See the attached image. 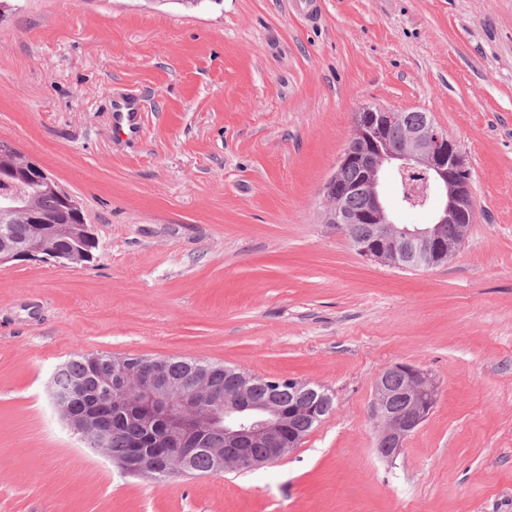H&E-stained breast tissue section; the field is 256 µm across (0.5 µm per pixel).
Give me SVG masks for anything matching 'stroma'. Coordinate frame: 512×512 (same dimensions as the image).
Here are the masks:
<instances>
[{
  "mask_svg": "<svg viewBox=\"0 0 512 512\" xmlns=\"http://www.w3.org/2000/svg\"><path fill=\"white\" fill-rule=\"evenodd\" d=\"M20 0L0 140L81 205L91 262L0 266V512H512V0ZM421 110L472 171L448 262L360 256L323 221L354 110ZM186 358L327 389L247 472L153 479L50 401L75 355ZM436 404L392 460L374 382Z\"/></svg>",
  "mask_w": 512,
  "mask_h": 512,
  "instance_id": "obj_1",
  "label": "stroma"
}]
</instances>
